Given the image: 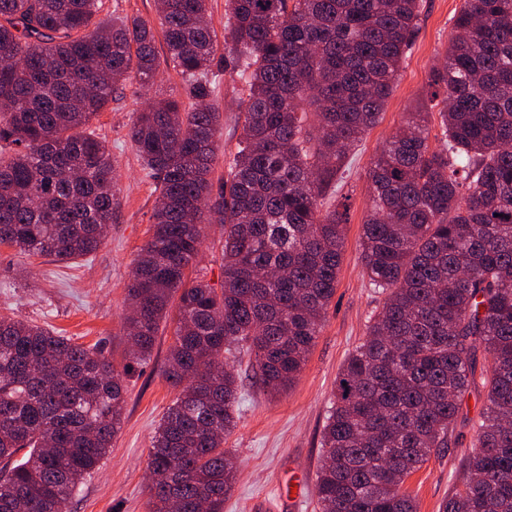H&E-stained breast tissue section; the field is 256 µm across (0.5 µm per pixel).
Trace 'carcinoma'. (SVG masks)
<instances>
[{"label": "carcinoma", "instance_id": "cac0c4a2", "mask_svg": "<svg viewBox=\"0 0 512 512\" xmlns=\"http://www.w3.org/2000/svg\"><path fill=\"white\" fill-rule=\"evenodd\" d=\"M166 63L187 97H156L129 131L153 180V232L127 284V367L173 325L178 396L149 451L150 512H224V448L245 343L270 393L302 371L335 294L347 212L328 203L375 126L421 0H225L224 73L247 86L227 177L213 182L221 112L207 0H156ZM100 0H0V245L68 261L96 251L119 205L92 119L130 80L154 84L152 27L96 19ZM429 89L369 171L361 259L385 299L344 361L321 436L320 512H418L403 485L485 393L468 477L441 512H512V0H463ZM224 280L187 279L206 227ZM491 368L475 373L479 350ZM125 386L94 346L0 316V512H68L120 428Z\"/></svg>", "mask_w": 512, "mask_h": 512}]
</instances>
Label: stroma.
<instances>
[{
    "label": "stroma",
    "instance_id": "35a3bbf8",
    "mask_svg": "<svg viewBox=\"0 0 512 512\" xmlns=\"http://www.w3.org/2000/svg\"><path fill=\"white\" fill-rule=\"evenodd\" d=\"M463 0H422L419 30L399 72L379 123L363 136L349 157L350 174L336 190L348 205L345 244L336 292L307 362L287 392L273 397L256 383L246 363H238L240 400L237 425L225 446L237 460L236 483L224 512H260L276 487L298 489L299 512H319L316 475L323 456L321 432L336 399V377L349 353L363 340L384 296L369 283L361 262L362 225L369 210L368 172L385 141L406 113L427 112L428 76L449 45L453 19ZM213 71L219 85L214 105L222 114L215 145V173L227 172L236 151L237 102L245 84L224 73L216 54ZM183 96L180 77L160 66L153 90L130 84L90 123L104 138L118 173L119 207L112 215L104 244L94 253L67 263L30 257L0 245V314L37 323L76 342L98 346L116 370H127L125 414L112 448L100 468L81 485L70 512H149L148 452L156 428L178 390L163 369L173 326L162 323L150 362L127 368L126 286L135 259L151 236L156 195L128 132L135 115L152 94ZM485 397L466 396L457 429L467 442L432 455L404 487L419 512H439L442 502L467 476L468 442L480 421Z\"/></svg>",
    "mask_w": 512,
    "mask_h": 512
}]
</instances>
